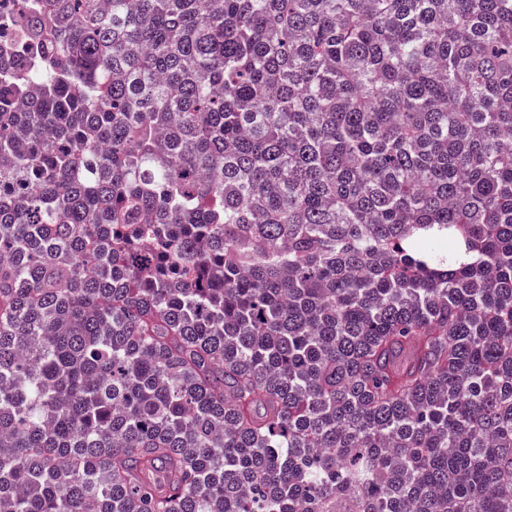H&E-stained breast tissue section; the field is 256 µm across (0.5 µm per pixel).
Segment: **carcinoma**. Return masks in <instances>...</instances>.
I'll return each mask as SVG.
<instances>
[{
  "label": "carcinoma",
  "instance_id": "carcinoma-1",
  "mask_svg": "<svg viewBox=\"0 0 512 512\" xmlns=\"http://www.w3.org/2000/svg\"><path fill=\"white\" fill-rule=\"evenodd\" d=\"M512 0H0V512H512Z\"/></svg>",
  "mask_w": 512,
  "mask_h": 512
}]
</instances>
